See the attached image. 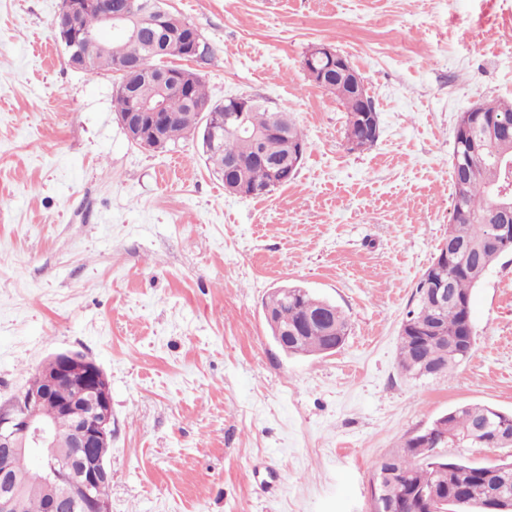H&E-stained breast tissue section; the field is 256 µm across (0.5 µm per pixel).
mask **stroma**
Returning a JSON list of instances; mask_svg holds the SVG:
<instances>
[{
  "mask_svg": "<svg viewBox=\"0 0 512 512\" xmlns=\"http://www.w3.org/2000/svg\"><path fill=\"white\" fill-rule=\"evenodd\" d=\"M209 47L212 102L291 112L307 150L271 194L225 192L189 137L133 145L118 75L73 68L61 0H0V403L52 354L112 389V512H370L377 462L448 410L512 411V254L472 291L452 374L402 373V323L448 235L462 112L512 100V0H165ZM328 43L364 77L378 140L303 68ZM300 286L351 331L289 356L263 315Z\"/></svg>",
  "mask_w": 512,
  "mask_h": 512,
  "instance_id": "obj_1",
  "label": "stroma"
}]
</instances>
